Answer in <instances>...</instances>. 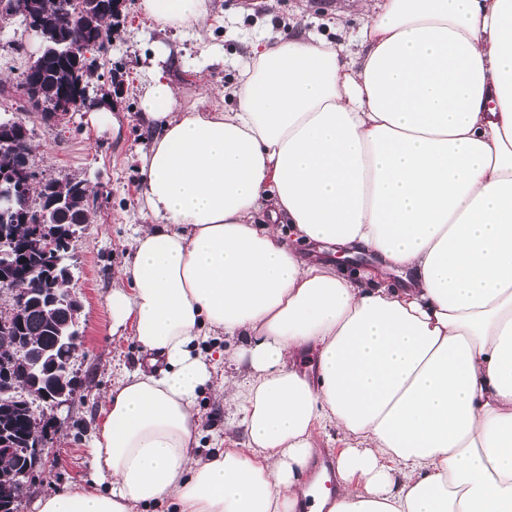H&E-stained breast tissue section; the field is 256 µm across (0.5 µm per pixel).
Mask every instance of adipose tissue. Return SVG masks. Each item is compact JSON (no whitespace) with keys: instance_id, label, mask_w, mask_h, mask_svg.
Wrapping results in <instances>:
<instances>
[{"instance_id":"obj_1","label":"adipose tissue","mask_w":512,"mask_h":512,"mask_svg":"<svg viewBox=\"0 0 512 512\" xmlns=\"http://www.w3.org/2000/svg\"><path fill=\"white\" fill-rule=\"evenodd\" d=\"M354 3L358 52L262 35L233 108L182 109L154 73L152 221L110 296L141 361L91 442L108 483L35 512H301L330 426L343 447L315 512H512V0ZM137 9L198 34L219 19L214 0ZM309 243L400 282L307 260ZM227 359L246 447L204 455L197 399Z\"/></svg>"}]
</instances>
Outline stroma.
I'll list each match as a JSON object with an SVG mask.
<instances>
[{
	"label": "stroma",
	"mask_w": 512,
	"mask_h": 512,
	"mask_svg": "<svg viewBox=\"0 0 512 512\" xmlns=\"http://www.w3.org/2000/svg\"><path fill=\"white\" fill-rule=\"evenodd\" d=\"M137 2L128 0L122 31L100 59L92 80L96 90L111 78L122 81L120 93L113 98L112 116L98 124L84 110L55 124L29 111L17 84L39 41L18 20L0 30V115L19 117L32 129L33 164L39 173L59 179L84 178L94 191L89 221L72 261L71 288L82 301L80 322L85 330L75 366L76 389L70 406L58 413L60 423L47 442L51 461L35 477L22 512H34L36 499L64 484L90 481V444L99 406L117 370L134 369L139 361L133 336L112 333L109 296L133 229L150 221L137 202L141 181L137 156L148 148L151 138L140 118V100L158 45L170 50L163 67L179 89L184 107L200 103L224 109L234 105L224 88L238 79V59L266 28L331 39L338 26L356 29L361 25L353 0H274L269 7L258 0H221L220 25L198 41L144 18ZM212 50L223 55V63H211L208 53Z\"/></svg>",
	"instance_id": "obj_1"
}]
</instances>
